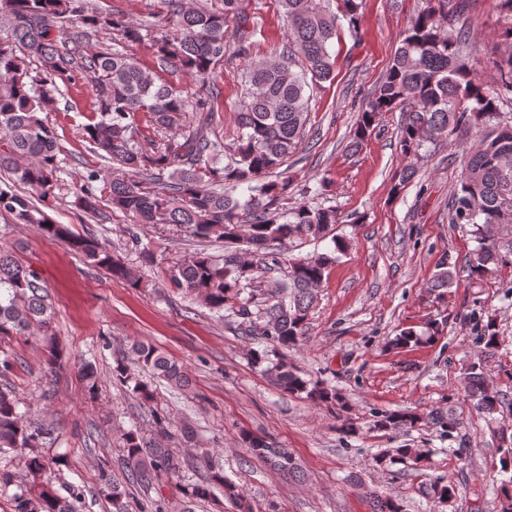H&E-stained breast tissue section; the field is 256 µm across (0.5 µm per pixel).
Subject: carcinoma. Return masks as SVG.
<instances>
[{"instance_id": "carcinoma-1", "label": "carcinoma", "mask_w": 512, "mask_h": 512, "mask_svg": "<svg viewBox=\"0 0 512 512\" xmlns=\"http://www.w3.org/2000/svg\"><path fill=\"white\" fill-rule=\"evenodd\" d=\"M278 0L288 26V44L272 50V59L249 64L246 89L236 120L238 145L224 166L217 165L222 144L210 138L221 108V92L210 79L222 68L230 48L228 28L237 35L235 55L247 58L254 47L255 27L241 10L239 0H224L221 11L204 5L185 8L182 0H167L166 32L150 43L160 60L202 81V93L190 101L179 90L149 70L133 55L103 44L81 50L82 40L116 33L130 44L142 43L140 28L121 15L98 10L88 0H0V17L7 35L0 37V168L37 194L50 206L62 152L56 129L39 113L50 110L57 81L89 86L93 91L91 121L82 127V140L109 167L93 169L88 185L77 196L78 208L89 218L102 214V198L91 183L101 181L111 207L131 216L137 224H165L197 240L224 242V254L193 256L161 269L162 281L176 291L202 298L216 313L227 312L243 334L260 336L273 349L295 347L307 332V320L318 289L346 240L332 237L329 253L294 258L288 262V280L278 283L268 273L280 264L279 246L306 243L329 236L339 218L331 207L297 202L282 213L271 210L278 199H288L292 180L284 168L295 153L309 121L310 97L305 89L332 79L335 62L330 45L342 26L356 32L362 0ZM424 7L400 35L386 76L370 92L354 132L351 148L363 147L383 114L405 113L399 139L407 163L399 172L393 192L399 193L418 172L429 146L456 130H476L478 145L463 160L457 187L448 203V223L473 227L475 246L466 259L471 276L494 273L512 253V121L501 118L500 104L512 101V28L493 47L495 86L476 82L462 56L464 30L454 23L471 6L469 0H424ZM75 23L82 29L69 38L61 27ZM147 114L152 133L135 138L137 113ZM246 187L247 199L234 196ZM0 211L20 224H35L42 234L64 241L75 254L111 276L139 285L132 268L114 258L111 249L91 234L75 233L66 224H53L41 206L11 190L0 189ZM456 284L448 259L437 265L427 292L438 299ZM50 305L36 273L0 250V336H22L33 329L48 335ZM441 332L431 320L423 330L409 327L395 339L396 347L430 343ZM149 370L177 389L189 387L184 367L156 347L133 343L116 360L113 380L125 386L142 404L154 403L147 382L132 378L127 361ZM272 384L340 414L346 402L336 390L305 379L282 355L265 369ZM467 397L487 418L502 403L500 391L481 363L466 373ZM420 417L409 411L385 413L381 428L414 427ZM503 472L512 471V429L494 430ZM50 437V430L34 426L18 412L11 392L0 390V451L22 452L31 487L12 499V512H74L75 492L64 497L44 479L49 462L26 454ZM253 455L287 479L300 480L301 470L286 448L262 437L243 434ZM124 479L112 475V465L101 461L99 492L112 501L113 512L141 508L130 500L128 484H148L153 477H182V460L158 441L138 430L122 435ZM196 457L209 471L201 482L181 486L185 512L211 502L224 512V502L237 512H266L212 464L210 449ZM403 458L423 461L416 448H396L376 458L394 463ZM224 500L215 497L213 489ZM501 512H512V476L497 488ZM372 512H403L391 497L375 495Z\"/></svg>"}]
</instances>
